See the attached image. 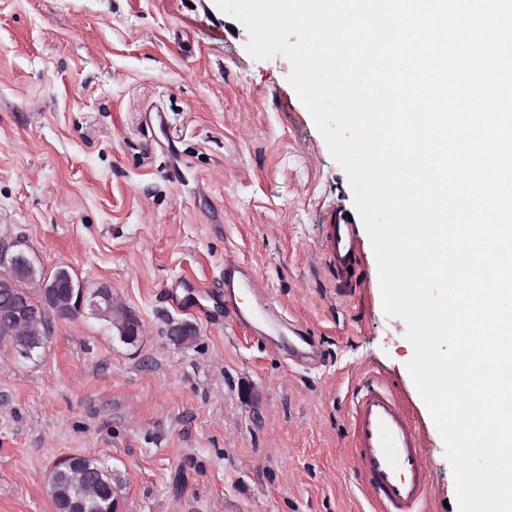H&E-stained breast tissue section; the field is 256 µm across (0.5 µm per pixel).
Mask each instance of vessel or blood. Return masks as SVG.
<instances>
[{"label":"vessel or blood","mask_w":512,"mask_h":512,"mask_svg":"<svg viewBox=\"0 0 512 512\" xmlns=\"http://www.w3.org/2000/svg\"><path fill=\"white\" fill-rule=\"evenodd\" d=\"M359 247L356 224L345 213H338L325 242L326 258L338 285L347 284ZM224 291L232 296L249 293L254 298L253 305L236 311L237 322H249L257 310L269 307L249 269L230 261L224 264ZM355 434L361 471L391 512H422L428 501L422 437L389 392L375 383H368L356 397Z\"/></svg>","instance_id":"b4317fda"}]
</instances>
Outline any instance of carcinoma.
Wrapping results in <instances>:
<instances>
[{"label": "carcinoma", "mask_w": 512, "mask_h": 512, "mask_svg": "<svg viewBox=\"0 0 512 512\" xmlns=\"http://www.w3.org/2000/svg\"><path fill=\"white\" fill-rule=\"evenodd\" d=\"M69 271L59 268L45 275L36 264L14 271L13 286L9 291L0 288V338L7 336L10 341L23 340L33 347L39 344L50 332L51 317H71L78 312L70 298L69 289L61 287L50 300L43 299L41 289L55 279L65 282ZM23 294L41 303L43 312L17 325L11 318V296ZM100 319L108 322L118 332L121 341L131 342L136 320L131 317L114 318V308L105 304L98 311ZM48 486L58 512H69L77 506V512H112V504L123 492L124 480L111 464L94 454H77L75 463L52 468Z\"/></svg>", "instance_id": "carcinoma-1"}]
</instances>
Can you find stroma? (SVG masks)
<instances>
[{"label":"stroma","instance_id":"stroma-1","mask_svg":"<svg viewBox=\"0 0 512 512\" xmlns=\"http://www.w3.org/2000/svg\"><path fill=\"white\" fill-rule=\"evenodd\" d=\"M248 40L214 0H0V235L139 322L126 344L89 310L54 318L32 361L0 342V512H57L52 464L89 452L124 475L123 512H387L354 452L370 378L423 434L430 512L454 500L367 231L346 287L323 254L355 211L348 177L289 61ZM228 256L314 336L315 365L289 359L281 325L263 340L233 322L249 297H225Z\"/></svg>","mask_w":512,"mask_h":512}]
</instances>
